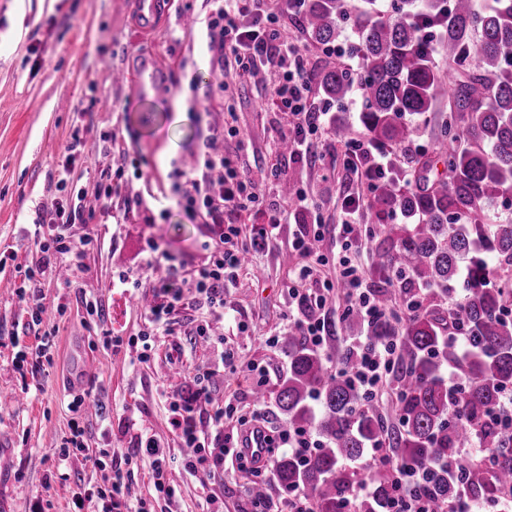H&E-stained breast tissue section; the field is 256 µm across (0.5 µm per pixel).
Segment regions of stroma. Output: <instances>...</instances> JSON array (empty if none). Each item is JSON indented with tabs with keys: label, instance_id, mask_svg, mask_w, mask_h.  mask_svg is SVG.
I'll use <instances>...</instances> for the list:
<instances>
[{
	"label": "stroma",
	"instance_id": "stroma-1",
	"mask_svg": "<svg viewBox=\"0 0 512 512\" xmlns=\"http://www.w3.org/2000/svg\"><path fill=\"white\" fill-rule=\"evenodd\" d=\"M206 11L205 0H174L167 18L144 34L134 22L132 0H0V335L18 339L17 346H0V448L12 459L10 468L0 469V512H31L37 504L42 512H70L74 491L103 487L95 463L102 448L111 449L112 468L127 472L131 495L153 497L148 460L127 453L142 431L165 446L179 476L173 496L154 497V512H202L206 494L218 484L224 512H252L243 471L225 470L220 479L186 471L187 451L170 426L168 393L187 389L196 368L213 366L218 347L233 360L210 378L213 398L247 416L256 390L275 387L287 361L280 338L288 333V291L304 287L299 270L312 262L290 247L305 214L291 211L268 246L251 249L238 277L224 284L223 317L183 313L175 335L158 337L147 352L144 310L129 303L154 285L144 266L150 246L185 276L203 254L209 228L180 209L171 189L173 162L191 164L212 128L229 117L240 135L225 137L226 154H236L238 138L249 139L255 154L242 162L256 178L273 160L267 79L260 74L218 93L217 80L206 76L202 32L183 20ZM144 57L163 71L165 84L137 98L130 82L114 81L112 72L136 68ZM321 152L316 162L286 157L281 164L333 224L344 194L359 185L333 143L324 142ZM107 180L118 191L106 202L97 187ZM150 193L149 210L116 222L125 201ZM63 195L80 199L83 218L71 225L68 238L80 266L57 261L42 278L52 313L36 326L19 290L26 273L46 260L37 243L51 231L36 224V214ZM371 231L348 248L324 232L314 245L327 260L318 279L335 278L343 257L372 268L379 225ZM89 299L99 317L88 316ZM200 324L206 335H198ZM107 335L118 346H105ZM44 340L48 363L37 370L15 367L17 349H36ZM255 364L265 367V375L252 372ZM83 392L99 399L94 411L79 416L88 454L63 462L58 452L76 417L68 404Z\"/></svg>",
	"mask_w": 512,
	"mask_h": 512
}]
</instances>
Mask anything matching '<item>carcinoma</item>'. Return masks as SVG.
<instances>
[{
	"label": "carcinoma",
	"mask_w": 512,
	"mask_h": 512,
	"mask_svg": "<svg viewBox=\"0 0 512 512\" xmlns=\"http://www.w3.org/2000/svg\"><path fill=\"white\" fill-rule=\"evenodd\" d=\"M448 8L434 47L424 48L423 21ZM354 20L352 51L357 69L324 61L313 71L316 93L341 102L360 89L359 119L372 145L393 157L403 178L379 184L369 199V217L383 225L387 246L378 251L374 272L388 284L375 293L402 306L419 300L402 317L368 327L349 309L342 318L351 367L359 353L352 340L397 344L391 388L398 423L364 407L356 392L335 374L336 329L320 349L292 327L282 338L288 370L275 404L288 424L314 430L323 442L304 465L286 452L274 459V476L284 492L298 489L311 512H340L358 482L344 462L362 457L380 439L406 463L434 467L424 491L437 512L458 487L441 463L479 437L485 455L460 462V480L476 503L512 493V431L485 421L512 388V220L488 221L499 202L512 199V0H492L480 10L475 0H306L298 21L321 48L345 41L344 22ZM448 63V118L433 154L411 152L426 129L443 85L435 57ZM443 171H438V165ZM400 213L404 221L390 222ZM491 254L472 276L461 277L467 258ZM466 332L470 350L451 340ZM377 497L391 483L381 468L371 476Z\"/></svg>",
	"instance_id": "obj_1"
}]
</instances>
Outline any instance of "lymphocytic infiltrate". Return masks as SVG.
Wrapping results in <instances>:
<instances>
[{
  "label": "lymphocytic infiltrate",
  "mask_w": 512,
  "mask_h": 512,
  "mask_svg": "<svg viewBox=\"0 0 512 512\" xmlns=\"http://www.w3.org/2000/svg\"><path fill=\"white\" fill-rule=\"evenodd\" d=\"M209 9L202 25L207 50L214 63L232 59L234 80L242 81L259 71L270 70L269 100L275 116L271 154H279L281 144H289L292 156L305 158L315 154L322 139L336 136V128L326 109L316 102L312 82L313 67L308 55L293 42L283 40L280 31L282 15L300 11L305 0H206ZM235 127L216 129L209 142L203 143L197 163L191 170L173 168L174 190L185 214L208 225L210 238L204 255L190 275L167 271L153 288V302L146 312L149 327L145 340L168 336L173 332L172 316L180 310H203L220 313L224 310V283L233 279L242 264L246 236L238 223L241 216L260 214L264 225L256 236L268 240L269 228L286 221L289 207L307 210L309 222L293 238L291 246L303 254L312 253L321 235L324 218L319 208L310 203L303 190H296L291 203L268 204L262 192L263 180H277L283 172L270 167L263 180H256L240 166L237 157L215 151L213 140L223 135H236ZM341 146L350 170L360 177L364 187L384 178L390 171L386 156L373 148L367 136L350 134ZM338 281H325L303 291H290L289 306L294 325L311 346H321L327 334L326 305L336 294L337 285H344V305L357 308L366 322L387 315L386 306L376 300L365 285V271L348 260H340ZM395 347L391 343L368 344L355 367L337 368L361 399L371 398L376 388L388 380ZM212 374L200 369L192 377L195 389L191 394L170 396L171 425L184 447L190 450V472L206 471L220 476L225 460L249 461L255 474H264L269 460L250 458L247 449L224 445V420L231 417L232 406L214 401L203 385ZM207 418V429H200V418ZM370 458L379 464L391 465L394 478L381 512H434L430 498L417 495L416 488L427 471L419 466L394 460L389 449L371 442ZM108 490L76 492L72 503L77 512H84L87 503H94L96 512H148L146 498H129L126 481L120 471L107 478Z\"/></svg>",
  "instance_id": "f902f5d3"
}]
</instances>
